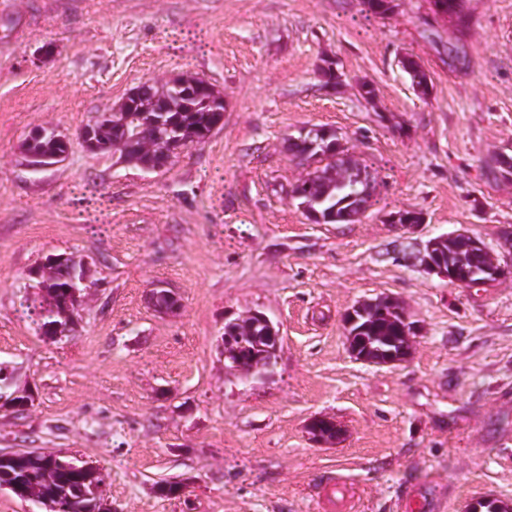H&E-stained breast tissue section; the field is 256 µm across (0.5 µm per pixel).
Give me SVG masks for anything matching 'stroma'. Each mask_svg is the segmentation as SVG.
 Returning <instances> with one entry per match:
<instances>
[{
  "instance_id": "obj_1",
  "label": "stroma",
  "mask_w": 512,
  "mask_h": 512,
  "mask_svg": "<svg viewBox=\"0 0 512 512\" xmlns=\"http://www.w3.org/2000/svg\"><path fill=\"white\" fill-rule=\"evenodd\" d=\"M0 13V366L33 402L0 407V454L96 464L112 512H467L512 501V277L464 287L418 268L431 238L464 231L512 264V0H467L456 31L430 0H12ZM467 54L448 66V43ZM412 55L428 97L399 65ZM332 61L341 80L322 87ZM207 79L224 123L146 172L87 152L78 131L144 81ZM374 86L368 101L359 83ZM56 125L66 159L21 144ZM336 129L374 174L352 224H314L289 190L306 173L289 137ZM423 221L404 229L391 213ZM90 262L62 343L21 307L47 256ZM164 286L180 308L156 312ZM416 326L397 365L356 360L343 316L379 296ZM259 310L282 341L266 376L224 366L225 320ZM339 422L312 442L315 417ZM178 481L163 497L155 484ZM28 138L40 141H35L33 143H27L24 141L21 145V149L25 155L29 152L49 153H30L28 161L34 168L43 169L58 164V162L65 157L63 153H66L69 148V142H64L69 140L66 134H64L60 129L54 127L36 129ZM44 138H52L55 139V141Z\"/></svg>"
}]
</instances>
